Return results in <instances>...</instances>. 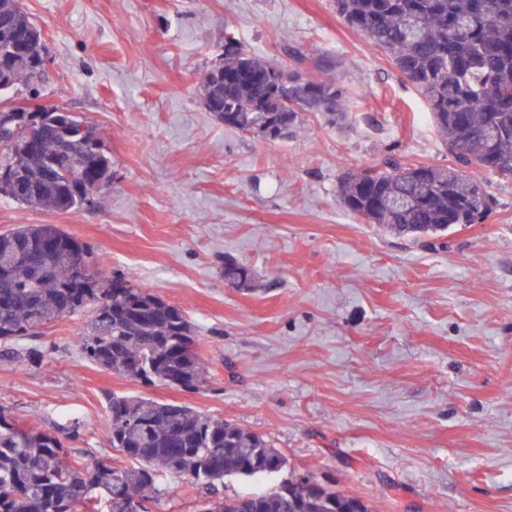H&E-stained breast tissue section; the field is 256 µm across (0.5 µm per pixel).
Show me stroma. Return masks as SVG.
I'll return each mask as SVG.
<instances>
[{
    "label": "stroma",
    "instance_id": "35a3bbf8",
    "mask_svg": "<svg viewBox=\"0 0 512 512\" xmlns=\"http://www.w3.org/2000/svg\"><path fill=\"white\" fill-rule=\"evenodd\" d=\"M45 33L33 100L92 121L112 160L104 208L50 213L0 196V233L57 224L104 271H133L184 309L210 378L148 386L84 359L89 312L0 356L7 422L81 426L84 465L117 459L106 396L185 403L274 443L372 512H512V179L474 169L480 223L420 241L366 223L342 175L394 158L456 160L426 102L335 0H21ZM309 79L338 72L344 119L302 114L274 142L205 108L226 41ZM255 275L242 290L225 259Z\"/></svg>",
    "mask_w": 512,
    "mask_h": 512
}]
</instances>
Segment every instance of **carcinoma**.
I'll return each instance as SVG.
<instances>
[{"label": "carcinoma", "mask_w": 512, "mask_h": 512, "mask_svg": "<svg viewBox=\"0 0 512 512\" xmlns=\"http://www.w3.org/2000/svg\"><path fill=\"white\" fill-rule=\"evenodd\" d=\"M346 22L379 47L427 103L430 118L459 165L512 177V0H336ZM15 47L0 68V106L17 104L14 86L41 74L42 29L22 11L21 0H0V47ZM224 77L201 83L202 95L224 105V125L264 140L265 120L278 108L267 74L272 64L232 42L224 46ZM301 111L339 112L343 91L329 73L307 80ZM66 164L87 173L92 123L76 117ZM48 147L31 143L25 113L0 124V176L17 174L30 187L21 203L45 212L101 205L87 199L78 180L49 176ZM375 176H368L369 172ZM344 175L338 195L351 213L415 239L477 224L490 208L484 184L448 167L385 160L373 170ZM411 191L415 203L399 210ZM55 224L21 226L0 235V346L38 335V329L87 308L91 317L74 341L91 362L145 385L195 391L206 382L184 311L162 300L131 273L88 275L89 251ZM224 278L240 287L249 269L224 261ZM108 442L127 466L99 461L88 468L72 447L79 427L63 435L22 433L0 410V512H153L164 495L162 479L179 473L205 489L199 512H370L359 499L308 476L286 478L261 494L224 496V477H265L284 468L285 457L264 436L234 422L213 419L185 403L139 396L108 400Z\"/></svg>", "instance_id": "obj_1"}]
</instances>
